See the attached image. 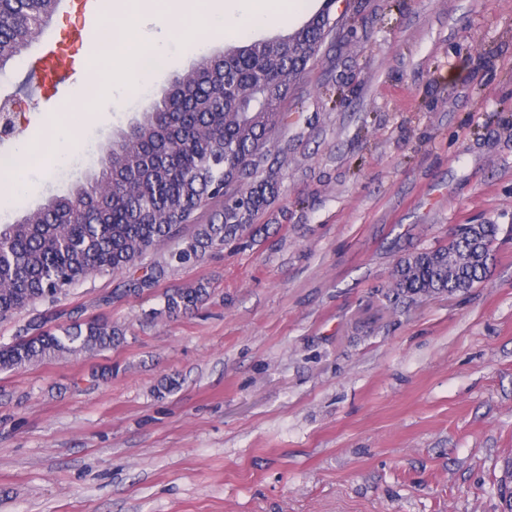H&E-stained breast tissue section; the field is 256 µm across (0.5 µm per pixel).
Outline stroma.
<instances>
[{
    "label": "stroma",
    "mask_w": 512,
    "mask_h": 512,
    "mask_svg": "<svg viewBox=\"0 0 512 512\" xmlns=\"http://www.w3.org/2000/svg\"><path fill=\"white\" fill-rule=\"evenodd\" d=\"M323 0H291L274 28L202 26L193 0L148 90L98 85L84 120L70 99L24 97L25 64L0 75L22 100L24 139L71 124L66 171L33 168L12 222L87 171L88 147L151 111L171 82L243 36H284ZM351 16L310 63L259 177L278 196L248 245L170 269L161 288L205 284L177 319L157 294L88 278L56 305L0 321L100 317L121 346L0 371V512H507L512 488V0H338ZM112 20L57 9L73 94ZM495 224L486 279L465 293L387 298L406 255L461 224ZM107 379L89 381L91 368ZM174 391H167V384Z\"/></svg>",
    "instance_id": "35a3bbf8"
}]
</instances>
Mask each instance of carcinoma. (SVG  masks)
Masks as SVG:
<instances>
[{
  "instance_id": "cac0c4a2",
  "label": "carcinoma",
  "mask_w": 512,
  "mask_h": 512,
  "mask_svg": "<svg viewBox=\"0 0 512 512\" xmlns=\"http://www.w3.org/2000/svg\"><path fill=\"white\" fill-rule=\"evenodd\" d=\"M59 0H0V71L39 39ZM336 0L291 34L252 40L208 59L174 81L163 99L102 151L91 176L50 197L13 224H0V320L37 304L52 305L85 279L132 271L122 289L141 296L169 268L200 261L217 246L252 238V218L278 192L255 180L270 136L286 126L284 105L335 31ZM224 90V96L217 91ZM224 198L220 224L195 223L207 201ZM194 225L190 236L184 226ZM499 227L470 224L448 244L413 252L392 273L393 303L465 293L489 272ZM178 240L162 262L145 257ZM208 296L200 283L160 295L154 316L181 317ZM125 342L124 330L102 318L52 325L30 323L0 344V370L97 353Z\"/></svg>"
}]
</instances>
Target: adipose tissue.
<instances>
[{
    "label": "adipose tissue",
    "mask_w": 512,
    "mask_h": 512,
    "mask_svg": "<svg viewBox=\"0 0 512 512\" xmlns=\"http://www.w3.org/2000/svg\"><path fill=\"white\" fill-rule=\"evenodd\" d=\"M184 0H112V11L122 20L117 39L112 45L115 50L127 55H137L142 46L138 35L144 18H151L157 24H167L181 14ZM18 165L0 172V208H7L34 188L27 172L34 161L28 147H20Z\"/></svg>",
    "instance_id": "adipose-tissue-1"
}]
</instances>
